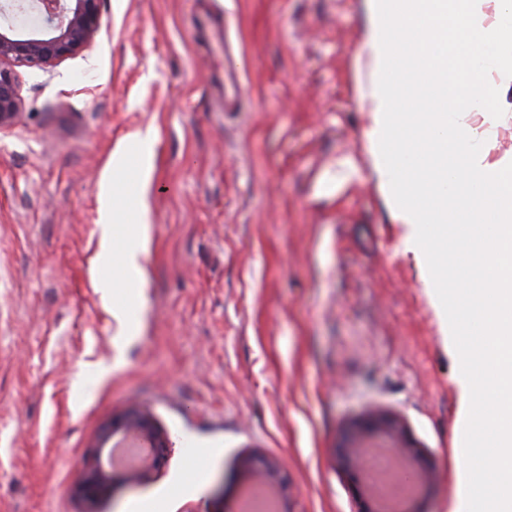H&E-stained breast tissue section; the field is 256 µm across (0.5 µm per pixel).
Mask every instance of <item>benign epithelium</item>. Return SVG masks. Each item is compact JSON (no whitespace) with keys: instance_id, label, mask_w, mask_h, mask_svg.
Returning <instances> with one entry per match:
<instances>
[{"instance_id":"7a95c632","label":"benign epithelium","mask_w":512,"mask_h":512,"mask_svg":"<svg viewBox=\"0 0 512 512\" xmlns=\"http://www.w3.org/2000/svg\"><path fill=\"white\" fill-rule=\"evenodd\" d=\"M100 0H0V131L20 119L21 99L13 68L26 64L53 67L89 46L101 26ZM388 439L398 454L400 475L412 491L429 478L431 464L420 451L407 444L397 425L383 417L372 418L353 428L336 449L338 460L354 475L366 474L365 447L376 436ZM120 438L141 440L148 445L142 464L127 471V479L141 481L156 471L170 451L166 434L145 411L130 407L112 418L100 432V446ZM243 466L254 486L269 487L279 481L281 465L248 456ZM106 464L95 459L75 487L78 496L91 502L107 488Z\"/></svg>"}]
</instances>
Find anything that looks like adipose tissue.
<instances>
[{"label": "adipose tissue", "mask_w": 512, "mask_h": 512, "mask_svg": "<svg viewBox=\"0 0 512 512\" xmlns=\"http://www.w3.org/2000/svg\"><path fill=\"white\" fill-rule=\"evenodd\" d=\"M365 38L357 56L364 59L362 101L370 114L368 150L387 190L397 223L419 237L425 224L478 221L486 209L497 215L492 243L476 242L480 262L504 270L491 287L472 298L471 314L485 328L470 346L475 363L496 383L494 409L484 423L500 441L512 442V159L495 158L483 141L488 131L470 119L473 102L485 114L495 111L497 88L512 81V0H364ZM420 87L414 95L424 106L417 136L432 150V164L405 192L401 170L404 123L396 88L408 77ZM493 183L492 198L475 187ZM436 193L433 207L415 203Z\"/></svg>", "instance_id": "1"}]
</instances>
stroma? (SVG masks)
I'll return each mask as SVG.
<instances>
[{"label": "stroma", "instance_id": "1", "mask_svg": "<svg viewBox=\"0 0 512 512\" xmlns=\"http://www.w3.org/2000/svg\"><path fill=\"white\" fill-rule=\"evenodd\" d=\"M99 8L86 50L18 68L22 116L0 132V512H234L246 454L284 461L282 512H356L334 453L373 411L434 465L402 512H488L487 477L455 463L494 437L467 353L473 259L415 247L392 216L360 98L363 0ZM209 15L240 45L238 112L211 84ZM149 129L142 215L126 172ZM105 177L115 241L149 225L139 304L103 261ZM132 405L166 431V462L138 483L114 469L86 504L97 434Z\"/></svg>", "mask_w": 512, "mask_h": 512}]
</instances>
